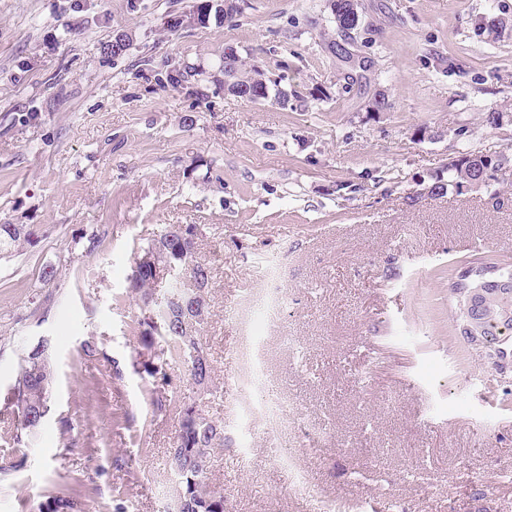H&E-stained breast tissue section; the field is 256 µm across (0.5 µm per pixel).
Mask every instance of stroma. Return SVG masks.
Returning a JSON list of instances; mask_svg holds the SVG:
<instances>
[{
	"instance_id": "1",
	"label": "stroma",
	"mask_w": 512,
	"mask_h": 512,
	"mask_svg": "<svg viewBox=\"0 0 512 512\" xmlns=\"http://www.w3.org/2000/svg\"><path fill=\"white\" fill-rule=\"evenodd\" d=\"M349 50L328 0H242L232 21L169 29L189 0H0V224L32 243L0 253V512H39L79 490L83 512H167L178 427L155 416L129 277L141 247L202 229L212 267L209 354L224 387L211 469L231 512H512V370L461 332L445 278L512 259V166L488 193L420 195L462 152L512 155V0H358ZM509 20L492 33L491 19ZM126 37L125 53L107 46ZM306 93L249 103L215 80L225 48ZM195 68L172 87L171 67ZM390 106L376 112L374 98ZM502 114L499 124L485 120ZM194 122L184 126V115ZM100 231L87 251L82 234ZM278 269L287 307L260 290ZM56 277L46 280V270ZM50 344L51 410L33 442L6 444L19 359ZM96 341L125 366L84 359ZM324 435L241 417L242 354ZM71 430L61 433V421ZM277 436L316 491L289 492ZM126 461L115 469L116 457ZM82 355L87 360L104 359L110 366V375L113 381H122L125 374V366L115 358H109L103 349L93 341H87L81 347Z\"/></svg>"
}]
</instances>
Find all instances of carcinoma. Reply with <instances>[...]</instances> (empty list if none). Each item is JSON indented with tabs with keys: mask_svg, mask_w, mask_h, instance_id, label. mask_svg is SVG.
<instances>
[{
	"mask_svg": "<svg viewBox=\"0 0 512 512\" xmlns=\"http://www.w3.org/2000/svg\"><path fill=\"white\" fill-rule=\"evenodd\" d=\"M331 13L337 29L353 30L359 14L346 0H331ZM255 67L248 69L241 56L224 59V90L249 102L274 98L288 105V97L302 98L279 88ZM505 155L465 152L448 162V178L435 176L430 194H461L489 189L495 177L490 172L506 163ZM187 228L194 236H179L168 230L142 248L138 256L151 254L170 267L167 287L157 290L152 268L134 265L129 278V294L138 302L137 325L140 343L146 354L134 368L153 381L169 386L171 366L183 364L184 376L176 389L189 385L203 397L180 395L173 398L165 389H150L151 406L156 415L174 413L178 429L169 451L170 466L176 475L179 512H224V493L215 489L209 474L217 450L224 448V425L205 414V402L217 396L213 384V365L207 353L205 327L208 319V288L212 279L209 264L196 257L201 229ZM33 232L25 224H0V251L32 243ZM451 290L459 304L473 301L470 309H460L463 334L477 341L478 356L486 361L503 358V350L512 352V266L503 262H479L451 278ZM87 360L104 359L110 366L112 380L121 381L125 365L106 355L93 341L81 347ZM53 369L49 355L30 351L23 359L11 388L17 426L8 433V441L23 446L50 412L49 387ZM39 512H82L81 503L72 493L62 490L40 506Z\"/></svg>",
	"mask_w": 512,
	"mask_h": 512,
	"instance_id": "1",
	"label": "carcinoma"
}]
</instances>
